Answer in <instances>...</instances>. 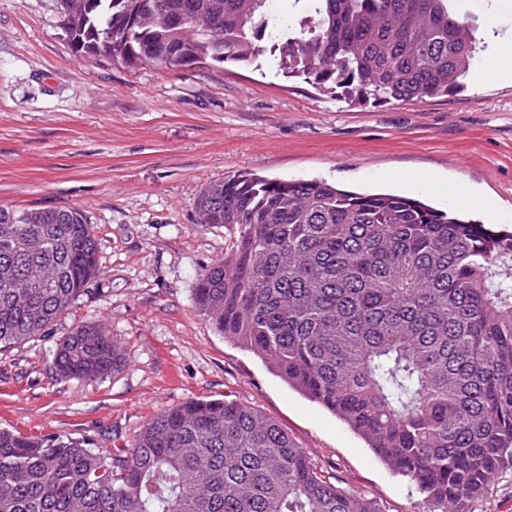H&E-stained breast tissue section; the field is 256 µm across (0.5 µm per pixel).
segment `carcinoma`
I'll return each mask as SVG.
<instances>
[{
  "label": "carcinoma",
  "instance_id": "carcinoma-1",
  "mask_svg": "<svg viewBox=\"0 0 512 512\" xmlns=\"http://www.w3.org/2000/svg\"><path fill=\"white\" fill-rule=\"evenodd\" d=\"M273 0H61L77 58L174 70L249 64L362 103L464 86L480 51L449 0H307L291 24ZM198 216L229 233L198 275L195 307L224 338L337 415L415 485L431 512H469L512 470V231L394 194L319 180L210 181ZM41 264L51 288L0 276V350L44 333L97 271L74 207L0 208V268ZM103 327L62 337L56 374L118 370ZM0 512H382L323 474L278 423L236 399H190L151 417L123 453L0 429Z\"/></svg>",
  "mask_w": 512,
  "mask_h": 512
}]
</instances>
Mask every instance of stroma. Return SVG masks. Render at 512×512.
Masks as SVG:
<instances>
[{
    "instance_id": "35a3bbf8",
    "label": "stroma",
    "mask_w": 512,
    "mask_h": 512,
    "mask_svg": "<svg viewBox=\"0 0 512 512\" xmlns=\"http://www.w3.org/2000/svg\"><path fill=\"white\" fill-rule=\"evenodd\" d=\"M451 7L484 46L463 89L361 105L286 77L266 53L176 70L79 60L59 0H0V207L81 209L98 260L69 314L0 352V427L89 438L109 454L161 410L230 395L273 418L341 487L383 512H426L358 434L196 312V279L229 235L197 223L194 202L229 175L316 179L512 227V79L478 78L496 34L512 30V0ZM86 321L104 327L122 366L58 377L56 343Z\"/></svg>"
}]
</instances>
